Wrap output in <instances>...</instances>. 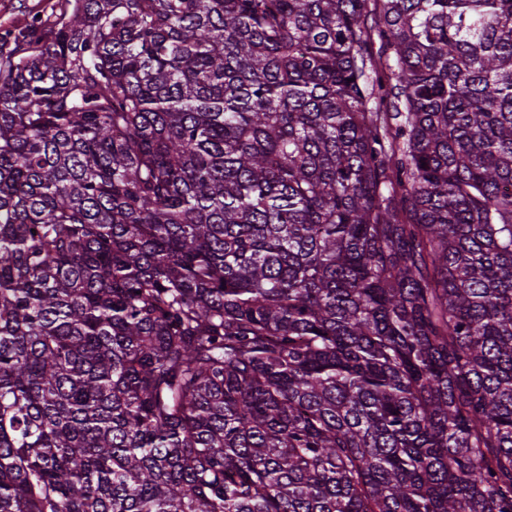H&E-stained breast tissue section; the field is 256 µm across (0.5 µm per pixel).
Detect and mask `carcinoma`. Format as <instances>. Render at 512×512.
I'll list each match as a JSON object with an SVG mask.
<instances>
[{
	"mask_svg": "<svg viewBox=\"0 0 512 512\" xmlns=\"http://www.w3.org/2000/svg\"><path fill=\"white\" fill-rule=\"evenodd\" d=\"M66 2L0 43V512H512V0H381L373 77L368 0Z\"/></svg>",
	"mask_w": 512,
	"mask_h": 512,
	"instance_id": "obj_1",
	"label": "carcinoma"
}]
</instances>
